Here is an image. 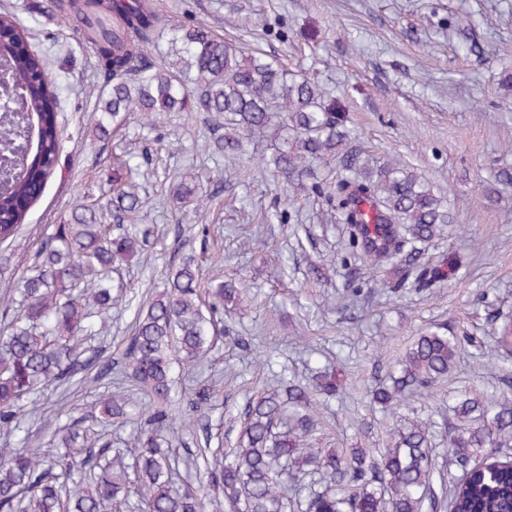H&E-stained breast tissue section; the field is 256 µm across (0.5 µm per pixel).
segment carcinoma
Segmentation results:
<instances>
[{
	"instance_id": "carcinoma-1",
	"label": "carcinoma",
	"mask_w": 512,
	"mask_h": 512,
	"mask_svg": "<svg viewBox=\"0 0 512 512\" xmlns=\"http://www.w3.org/2000/svg\"><path fill=\"white\" fill-rule=\"evenodd\" d=\"M38 8L60 24L74 23L94 54L107 87L95 107L96 136L120 128L130 112L141 113L149 129L162 112L207 113L227 133L213 136L206 149L232 166L248 155L251 136L268 130L272 152L261 161L288 186L283 202L293 205L309 189L319 193L327 210L341 217L360 257L372 267L389 266L390 293L431 292L454 274L451 253L434 263L419 261L420 245L448 228L441 201L413 172L394 166L373 171L348 151L347 118L314 78L203 26L169 25L144 0H55L51 10L43 0ZM163 39L166 61L158 65L150 53ZM0 59L11 73L30 78L21 108L0 115V246L9 248L61 164V100L25 27L8 13H0ZM310 158L334 161L336 176L307 187ZM142 167L132 158L117 161L98 203L79 204L54 225L0 300L4 312H13L0 328V436L17 438L15 447L0 448V512H102L108 503L138 512H207L215 501L211 487L224 493L231 512H512L508 394L455 401L446 472L435 465L430 416L405 422L373 451L314 447L321 401L290 384L285 393L272 390L248 406L243 445L204 460L206 481L174 491L169 447L186 427L170 407L174 367L190 372L207 357L226 337L225 308L249 291L241 282H202L193 256L172 267L167 288L135 310L125 367L147 397L137 407L147 432L133 471L106 431L129 419L130 404L120 395L101 401V431L61 426L63 413H57L51 442L66 449L63 454L19 437L28 416L41 412L34 400L21 404L38 386L81 383L112 370L93 353L92 342L123 304L112 285L116 262L145 245L132 224ZM172 198L179 208L198 204L196 181L178 183ZM370 298L349 284L341 308L358 309ZM493 322V349L505 363L512 357V318ZM467 346L479 347L476 337L443 327L420 333L398 359L391 385L375 388L371 402L388 407L407 393L431 397ZM218 386L214 380L200 389L189 411L202 410Z\"/></svg>"
}]
</instances>
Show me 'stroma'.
I'll return each instance as SVG.
<instances>
[{"mask_svg": "<svg viewBox=\"0 0 512 512\" xmlns=\"http://www.w3.org/2000/svg\"><path fill=\"white\" fill-rule=\"evenodd\" d=\"M37 0H0V11L20 18L32 47L62 99V165L29 209L23 229L6 250L14 274L28 266L43 234L67 218L83 198L107 188L123 151L146 159L139 222L152 234L143 251L121 267L132 303L162 291L180 257L195 253L204 279H242L248 299L227 310L230 340L197 368L177 377L173 408L189 418L174 452L180 485L196 483L194 460L208 443L236 447L249 399L270 389L273 376L314 388L331 367L343 396L318 416L322 447L379 448L391 429L431 412L449 418L455 395L487 398L506 391L512 365L483 367L491 352L490 317L512 315V92L502 83L512 58V0H152L172 22H189L260 49L326 87L345 113L355 145L374 166L395 165L426 178L443 197L452 236L423 246L435 261L455 251L460 268L436 296L384 289V272L366 266L322 200L310 197L291 219L277 220L285 189L256 158L228 168L205 151L212 126L201 114L164 112L157 128H140L139 113L107 139L92 136L101 80L81 36L34 13ZM199 178L208 197L201 214L179 215L169 200L172 173ZM373 291L365 308L341 311L346 285ZM433 323L480 336L465 348L450 381L433 400L410 399L385 411L369 404L371 390L413 336ZM225 373L208 409L188 415L187 402L210 375ZM109 379L74 384L64 399L75 416L98 415Z\"/></svg>", "mask_w": 512, "mask_h": 512, "instance_id": "obj_1", "label": "stroma"}]
</instances>
